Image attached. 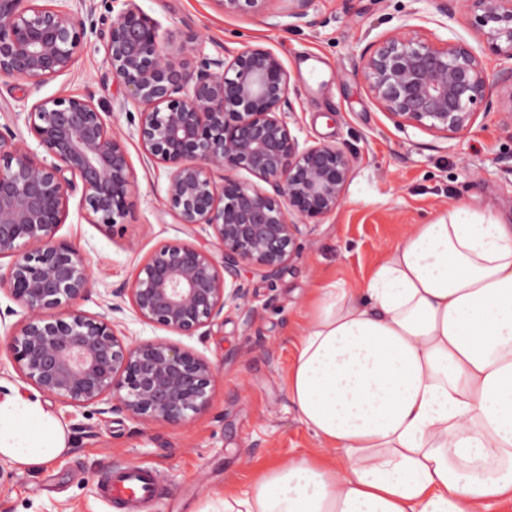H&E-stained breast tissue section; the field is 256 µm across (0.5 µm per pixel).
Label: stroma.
<instances>
[{
    "instance_id": "stroma-1",
    "label": "stroma",
    "mask_w": 512,
    "mask_h": 512,
    "mask_svg": "<svg viewBox=\"0 0 512 512\" xmlns=\"http://www.w3.org/2000/svg\"><path fill=\"white\" fill-rule=\"evenodd\" d=\"M176 46L192 31L212 56L244 46L270 49L290 75L286 120L299 142L346 144L354 155L342 204L305 230L300 259L273 281L241 272L249 309L225 307L202 336L178 344L209 359L216 377L209 406L186 422L141 424L126 413L100 414L50 398L46 406L64 425L72 450L40 471H19L0 460V512H109L97 488L100 472L129 463L155 469L159 491L141 512H196L200 503L250 489L276 462L318 445L288 397V369L317 288L363 283L382 250L418 224L446 216L454 204L484 215L512 216V126L506 105L492 95L489 115L466 134L445 139L422 129L397 128L371 98L359 68L363 49L395 29L443 43L463 41L485 54L472 0L442 14L436 0H310L308 23L292 25L291 0H267L262 10L224 13L217 0H135ZM101 40L89 36L65 74L28 90L0 77V125L28 146L30 107L60 94L92 97L124 142L135 171L132 205L113 230L92 223L72 196L59 240L86 258L93 280L78 308L103 311L112 290L132 280L139 263L164 244L187 236L164 203L166 167L142 157L133 116L111 77Z\"/></svg>"
}]
</instances>
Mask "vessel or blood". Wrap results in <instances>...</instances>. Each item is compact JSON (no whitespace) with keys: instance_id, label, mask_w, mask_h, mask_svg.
I'll list each match as a JSON object with an SVG mask.
<instances>
[{"instance_id":"obj_1","label":"vessel or blood","mask_w":512,"mask_h":512,"mask_svg":"<svg viewBox=\"0 0 512 512\" xmlns=\"http://www.w3.org/2000/svg\"><path fill=\"white\" fill-rule=\"evenodd\" d=\"M101 498L118 512H136L156 491L157 476L152 468L129 465L110 470L97 479Z\"/></svg>"}]
</instances>
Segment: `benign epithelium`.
I'll return each mask as SVG.
<instances>
[{"mask_svg":"<svg viewBox=\"0 0 512 512\" xmlns=\"http://www.w3.org/2000/svg\"><path fill=\"white\" fill-rule=\"evenodd\" d=\"M124 2L102 34L110 72L141 107L142 154L169 171L168 210L189 236L212 238L211 246L165 244L112 289L105 312L61 314L93 286L85 257L55 238L71 196L81 191L86 215L111 230L129 208L135 172L92 97L39 100L26 126L43 155L0 127V259H10L0 290L26 310L8 328L6 351L20 379L43 395L99 413L123 411L146 425L178 424L207 407L214 365L168 338L129 339L113 314L128 303L146 324L200 336L225 306L249 310L240 271L273 280L298 257L302 227L343 201L352 155L343 144L300 146L282 110L290 75L273 52L247 46L230 60L212 58L190 32L176 61L158 23L135 0ZM217 2L231 13L267 0ZM473 2L489 54L512 61V0ZM89 32L96 25L64 4L0 0V75L37 90L71 69ZM360 67L373 99L400 129L459 136L494 90L508 92L512 103V65L492 75L460 41L390 32L362 52ZM239 170L269 189L239 182L231 176Z\"/></svg>","mask_w":512,"mask_h":512,"instance_id":"7a95c632","label":"benign epithelium"}]
</instances>
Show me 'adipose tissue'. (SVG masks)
Instances as JSON below:
<instances>
[{
	"instance_id": "obj_1",
	"label": "adipose tissue",
	"mask_w": 512,
	"mask_h": 512,
	"mask_svg": "<svg viewBox=\"0 0 512 512\" xmlns=\"http://www.w3.org/2000/svg\"><path fill=\"white\" fill-rule=\"evenodd\" d=\"M313 453L198 512H488L512 503V224L463 207L317 289L288 375ZM68 451L40 395L0 382V459Z\"/></svg>"
}]
</instances>
